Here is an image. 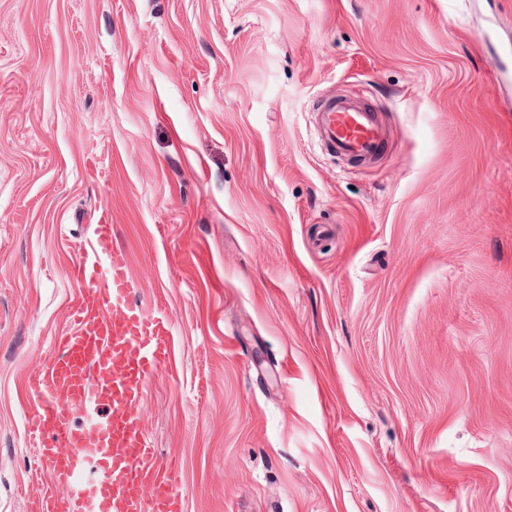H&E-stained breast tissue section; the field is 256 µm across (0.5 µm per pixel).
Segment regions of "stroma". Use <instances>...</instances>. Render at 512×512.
Masks as SVG:
<instances>
[{
	"label": "stroma",
	"mask_w": 512,
	"mask_h": 512,
	"mask_svg": "<svg viewBox=\"0 0 512 512\" xmlns=\"http://www.w3.org/2000/svg\"><path fill=\"white\" fill-rule=\"evenodd\" d=\"M509 43L512 0H0V512L103 221L170 318L139 412L185 512H512ZM315 112L332 147L351 158L373 159L386 138L378 113L353 99H328Z\"/></svg>",
	"instance_id": "1"
}]
</instances>
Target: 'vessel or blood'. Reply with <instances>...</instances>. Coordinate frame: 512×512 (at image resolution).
Instances as JSON below:
<instances>
[{"instance_id": "b4317fda", "label": "vessel or blood", "mask_w": 512, "mask_h": 512, "mask_svg": "<svg viewBox=\"0 0 512 512\" xmlns=\"http://www.w3.org/2000/svg\"><path fill=\"white\" fill-rule=\"evenodd\" d=\"M316 113L334 149L363 160L377 155L386 137L377 112L333 98ZM70 274L80 293L69 326L30 379L38 397L30 434L53 475L35 512H184L179 473L156 468L137 409L146 384L172 356L168 314L132 301L128 257L114 245L109 223L94 226ZM86 408L99 420L75 425V413Z\"/></svg>"}]
</instances>
